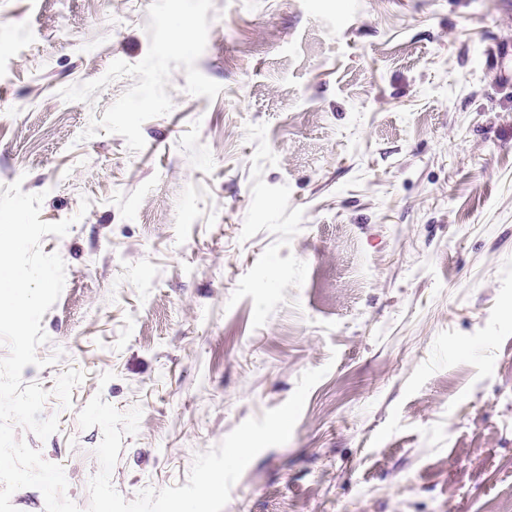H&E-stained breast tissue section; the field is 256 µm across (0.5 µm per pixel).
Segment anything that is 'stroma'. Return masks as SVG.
<instances>
[{"label":"stroma","mask_w":512,"mask_h":512,"mask_svg":"<svg viewBox=\"0 0 512 512\" xmlns=\"http://www.w3.org/2000/svg\"><path fill=\"white\" fill-rule=\"evenodd\" d=\"M17 181L73 224L14 433L80 512L95 395L131 501L322 367L224 512H512V0H0Z\"/></svg>","instance_id":"obj_1"}]
</instances>
